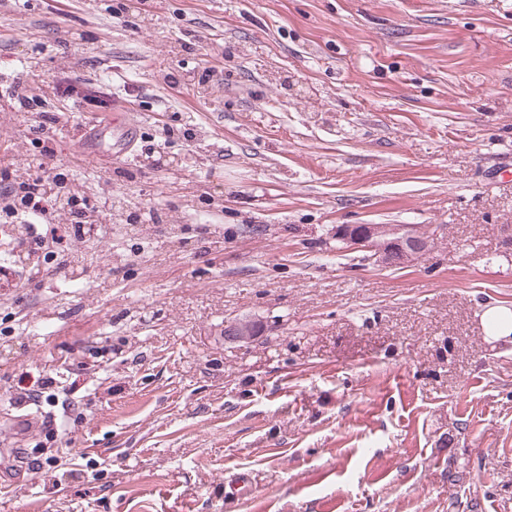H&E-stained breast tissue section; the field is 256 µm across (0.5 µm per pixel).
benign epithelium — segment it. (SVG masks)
<instances>
[{"label":"benign epithelium","instance_id":"1","mask_svg":"<svg viewBox=\"0 0 512 512\" xmlns=\"http://www.w3.org/2000/svg\"><path fill=\"white\" fill-rule=\"evenodd\" d=\"M336 237L386 267L413 263L430 250L429 240L412 234L408 226L401 224H344L336 228ZM261 330V323L254 318L236 317L224 321L220 336L229 342L250 344Z\"/></svg>","mask_w":512,"mask_h":512}]
</instances>
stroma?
<instances>
[{"label":"stroma","instance_id":"stroma-1","mask_svg":"<svg viewBox=\"0 0 512 512\" xmlns=\"http://www.w3.org/2000/svg\"><path fill=\"white\" fill-rule=\"evenodd\" d=\"M42 124L94 230L0 284V512H512V0H0V193ZM336 237L370 253L369 260L386 267L413 263L430 250L428 239L413 235L401 224H344L336 228ZM482 323L486 326V340L489 343L512 340V309L510 307L497 305L486 307L482 313ZM262 330L261 323L250 316L236 317L224 320L220 336L233 343H252Z\"/></svg>","mask_w":512,"mask_h":512}]
</instances>
